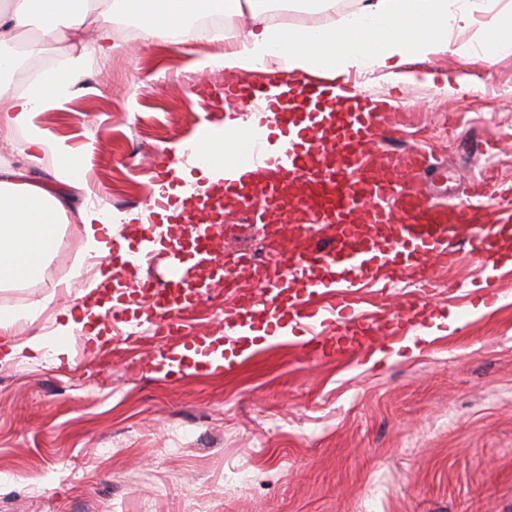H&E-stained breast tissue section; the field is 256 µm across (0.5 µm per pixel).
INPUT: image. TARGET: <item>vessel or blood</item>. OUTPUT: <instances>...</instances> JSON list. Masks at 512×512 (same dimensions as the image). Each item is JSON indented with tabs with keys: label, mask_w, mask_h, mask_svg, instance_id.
I'll return each instance as SVG.
<instances>
[{
	"label": "vessel or blood",
	"mask_w": 512,
	"mask_h": 512,
	"mask_svg": "<svg viewBox=\"0 0 512 512\" xmlns=\"http://www.w3.org/2000/svg\"><path fill=\"white\" fill-rule=\"evenodd\" d=\"M280 84L281 93L238 82L224 94L283 119L296 111L295 137L273 154L266 153L263 139H252L238 161L244 175L190 193L195 212L187 211L180 196L161 191L149 205L157 223L141 227L142 241L159 244L191 269L212 268L210 287L247 277V287L235 289L224 313L222 333H185L184 316L200 304L204 290L185 279L156 287L141 274L152 253L131 249L106 260L114 277L126 282L112 291V321L148 324L156 365L182 364L192 350L199 357L196 369L208 371L214 358L242 355L257 333L291 329L302 332L300 347L309 357L361 354L381 347L382 337L352 308L350 288L383 278L431 282L430 261L452 257L457 243L488 265L500 263L512 247L511 209L493 220L482 194L447 205L412 181V174L429 168V158L418 148L398 152L385 145L400 131L401 107L365 96L347 99L335 87L312 81L284 77ZM255 165L262 168L257 178L246 173ZM223 201L249 223L271 227L281 212L308 213L329 234L317 246L306 225L296 224L286 253L266 262L233 254L219 264ZM397 309L389 332L407 340L439 316L420 298L403 299Z\"/></svg>",
	"instance_id": "1"
}]
</instances>
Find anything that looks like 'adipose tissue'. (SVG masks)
<instances>
[{"instance_id": "adipose-tissue-1", "label": "adipose tissue", "mask_w": 512, "mask_h": 512, "mask_svg": "<svg viewBox=\"0 0 512 512\" xmlns=\"http://www.w3.org/2000/svg\"><path fill=\"white\" fill-rule=\"evenodd\" d=\"M269 0H0V97L10 99L0 111V140L16 132L27 135L30 154L0 162V284L38 278L60 244L59 227L68 223L70 198L32 182L29 168L49 156L54 176L68 185L83 184L80 153L41 126L42 112L64 109L69 93L95 56L112 51L115 13L137 18L144 41L196 36L188 20L214 9L238 15L248 12L250 28L238 35L230 50L206 59L209 67L255 69L272 63L288 75L321 74L341 78L350 72L379 66L396 68L410 59L430 60L449 52L471 58L469 44L449 41L452 30H467L473 18L454 12L448 0H364L341 24L288 28L270 24ZM27 42L28 55L42 53L45 44L66 42L70 50L58 66L46 69L20 94H11V74L17 66L14 50ZM259 130L258 121L225 119L224 135L202 134L189 148L217 181L235 162L237 144Z\"/></svg>"}]
</instances>
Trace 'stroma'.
<instances>
[{"instance_id":"35a3bbf8","label":"stroma","mask_w":512,"mask_h":512,"mask_svg":"<svg viewBox=\"0 0 512 512\" xmlns=\"http://www.w3.org/2000/svg\"><path fill=\"white\" fill-rule=\"evenodd\" d=\"M512 0H486L466 31L476 55L442 54L408 63L418 82L396 86L387 69L349 76L357 91L381 97L404 89L406 130L397 147L433 155L422 180L448 203L467 202L473 180L491 171L512 185V54L485 58L489 37ZM241 17L177 45L128 40L98 58L75 86L69 111L47 112L44 127L81 153L89 192L112 198L115 238L131 236L167 161L191 177L202 171L175 147L201 129L223 131L224 87L268 82L277 73L199 70L222 54ZM450 81L457 94L435 88ZM499 143L492 162L476 159L481 141ZM89 192L73 191L74 206ZM61 245L29 299L0 285V311L39 306L11 341L44 339L45 348L0 365V512H512V265L488 275L458 250L455 264L433 261L443 316L425 329L416 355L312 359L295 336L281 337L204 373L148 372L149 329L124 339L111 319L113 274L88 268L83 227H59ZM224 249L263 258L254 225L224 214ZM473 291L463 299L453 283ZM493 288V306L478 293ZM411 280L360 285L359 310L386 328ZM98 304L101 332L79 351L56 329Z\"/></svg>"}]
</instances>
